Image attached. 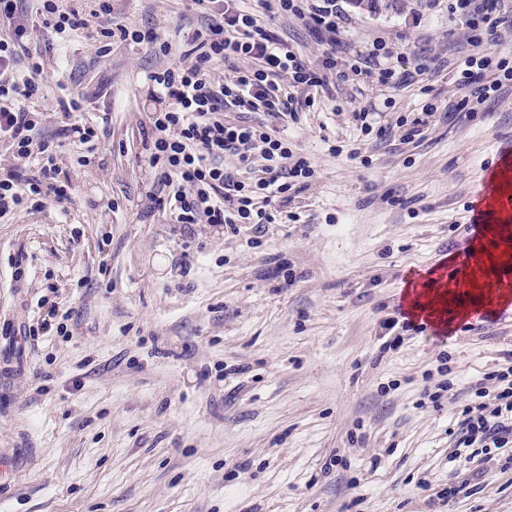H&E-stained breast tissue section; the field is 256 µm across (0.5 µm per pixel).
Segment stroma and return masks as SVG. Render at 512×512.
Masks as SVG:
<instances>
[{
    "mask_svg": "<svg viewBox=\"0 0 512 512\" xmlns=\"http://www.w3.org/2000/svg\"><path fill=\"white\" fill-rule=\"evenodd\" d=\"M112 4L124 23L165 34L179 61L178 28L197 21L187 0ZM340 7L342 43L382 42L436 70L394 91L339 81L299 106L288 137L315 176L288 205L293 221L261 238L152 209L140 129L154 53L104 54L75 35L59 75L48 52L33 102L42 138L56 133L64 87L103 89L82 117L109 122L90 164L59 150L70 202L0 219V454L20 458L0 512H512V468L484 454L464 468L450 459L476 383L512 368V314L497 303L512 283L497 262L512 222L494 215L476 286L430 273L449 246H476L473 190L512 145V89L473 117L432 122L419 142L394 136L348 160L365 138L360 108L391 123L457 100L467 47L448 0ZM271 26L318 62L323 45L301 21ZM416 271L428 291L455 290L446 339L385 327ZM474 305L486 313L471 326ZM53 309L56 331L26 335ZM443 381L451 390L431 403ZM475 471L469 495L447 497Z\"/></svg>",
    "mask_w": 512,
    "mask_h": 512,
    "instance_id": "stroma-1",
    "label": "stroma"
}]
</instances>
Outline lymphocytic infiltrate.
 <instances>
[{
  "instance_id": "obj_1",
  "label": "lymphocytic infiltrate",
  "mask_w": 512,
  "mask_h": 512,
  "mask_svg": "<svg viewBox=\"0 0 512 512\" xmlns=\"http://www.w3.org/2000/svg\"><path fill=\"white\" fill-rule=\"evenodd\" d=\"M35 11L22 0H0V20L11 28L0 39V142L7 144L14 164L0 171V218L48 200L63 201L71 185L60 180L57 150L34 144L38 112L30 102L45 80L42 51L29 47L30 27L40 24L45 43L55 46L83 34L102 47L114 43L145 46L168 55L171 46L152 29L132 28L112 19L111 0H36ZM199 24L183 35L184 62L149 73L147 91L156 105L148 115V167L158 191L151 200L175 224H207L237 231L249 225L265 235L270 225L289 220L288 203L308 185L314 171L306 157L293 151L277 120L299 121V102L313 104L330 79L349 76L393 88L412 84L428 73L426 58L393 55L383 44L344 49L337 38L341 19L337 0H189ZM276 9L292 16L325 48L319 64L307 63L272 30L262 13ZM450 12L463 27L469 48L457 66L460 102L449 104L447 117L461 119L467 102L482 104L512 86V61L496 47L512 41V0H450ZM227 62L224 79L213 78L215 63ZM88 94L58 99L64 118L58 138L92 148L99 127L74 120ZM434 105H425L413 119L395 125H372L369 110L356 112L361 130L386 141L394 129L401 139H423ZM495 394L477 387V403L461 410L459 447L488 450L512 447V377L490 375Z\"/></svg>"
}]
</instances>
